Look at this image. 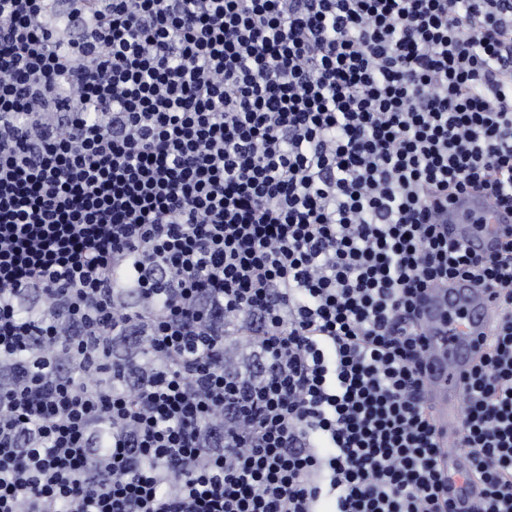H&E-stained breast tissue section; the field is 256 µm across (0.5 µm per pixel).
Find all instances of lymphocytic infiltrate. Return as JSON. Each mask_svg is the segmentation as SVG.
Masks as SVG:
<instances>
[{
    "instance_id": "1",
    "label": "lymphocytic infiltrate",
    "mask_w": 512,
    "mask_h": 512,
    "mask_svg": "<svg viewBox=\"0 0 512 512\" xmlns=\"http://www.w3.org/2000/svg\"><path fill=\"white\" fill-rule=\"evenodd\" d=\"M512 0H0V512H456L429 288L500 311L458 445L512 512ZM467 215H476L480 219L483 228L474 232L468 223ZM512 216L502 213L494 203L484 195L472 194L460 197L458 201L447 211L442 210L438 217L439 224H451L452 233L465 244L475 249H486L497 246L499 226L497 224H509Z\"/></svg>"
}]
</instances>
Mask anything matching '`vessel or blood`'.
Returning a JSON list of instances; mask_svg holds the SVG:
<instances>
[{
	"label": "vessel or blood",
	"instance_id": "b4317fda",
	"mask_svg": "<svg viewBox=\"0 0 512 512\" xmlns=\"http://www.w3.org/2000/svg\"><path fill=\"white\" fill-rule=\"evenodd\" d=\"M438 221L450 225L454 236L470 247L486 249L497 245L500 225L512 222V217L498 210L486 196L472 194L460 197L450 209L442 211ZM494 315L485 290L468 281L430 288L423 302L421 320L427 332L425 395L442 446L457 443L463 382ZM442 465L448 472V494L455 505L464 507L479 497V483L467 476L464 465L453 455H444Z\"/></svg>",
	"mask_w": 512,
	"mask_h": 512
}]
</instances>
